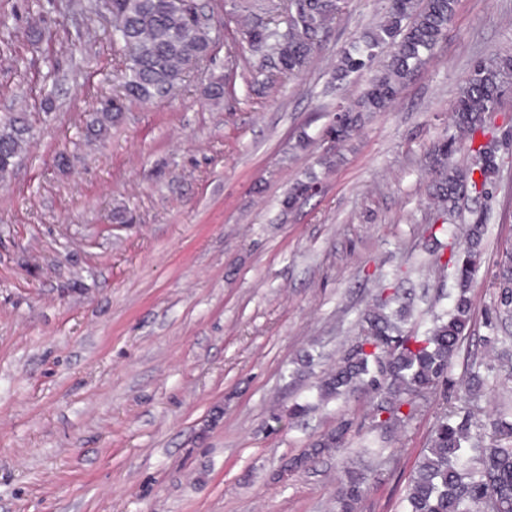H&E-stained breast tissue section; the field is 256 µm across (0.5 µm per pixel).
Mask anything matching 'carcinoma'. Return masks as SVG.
Listing matches in <instances>:
<instances>
[{"instance_id":"cac0c4a2","label":"carcinoma","mask_w":512,"mask_h":512,"mask_svg":"<svg viewBox=\"0 0 512 512\" xmlns=\"http://www.w3.org/2000/svg\"><path fill=\"white\" fill-rule=\"evenodd\" d=\"M457 0H389L380 23L344 50L336 65V79L382 63L380 74L360 95L356 105L344 110L327 135L344 141L366 112L386 109L413 73L433 55L456 10ZM113 32L123 44L126 69L123 94L94 113L90 132L106 136L126 102L149 103L167 96L186 68L206 58L215 39L211 23L202 19L205 6L196 0H110ZM339 0H289L285 28L279 24L252 23L244 32L254 52L264 49L275 58L281 73L293 74L307 63L315 40L336 17ZM512 60L476 65L466 79L454 108L456 132L434 147L437 160L456 150L457 135L469 142L476 167L452 166L440 171L433 198L446 211H454L470 192L492 194L488 181L477 189L474 170L484 177L497 169L494 147L475 145L487 135L485 115L497 109L504 92V74ZM32 127L23 113L0 118V177L9 174L25 151ZM483 218L470 224L466 247L454 255L458 290L451 307L434 316L428 335L404 331L407 305L397 293L375 300L361 318L359 336L341 364L320 388L324 400L363 395L368 398L373 421L380 428L409 424L419 409V399L439 385L448 384V368L468 329L473 302L469 290L483 251ZM495 316L512 314V256H505ZM484 385L479 372L468 378V406L445 412L432 426L429 447L423 449L406 495V512H512V420L493 423L495 445L480 448L481 433L473 407ZM352 422L340 419L336 427L311 447L289 458L290 471L307 469L325 452L345 449ZM367 491V477L357 467H347L338 478L336 512H358Z\"/></svg>"}]
</instances>
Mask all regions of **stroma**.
I'll return each instance as SVG.
<instances>
[{
    "mask_svg": "<svg viewBox=\"0 0 512 512\" xmlns=\"http://www.w3.org/2000/svg\"><path fill=\"white\" fill-rule=\"evenodd\" d=\"M242 0H208L216 43L171 96L129 103L106 137L91 113L121 89L112 14L77 0H0V114L33 137L0 180V512H336L341 460L280 476L340 418L351 450L389 460L359 512H400L443 409L472 363L488 371L477 419L512 406V371L485 345L512 253V147L491 200L438 211L433 146L480 60L512 56V0H458L434 55L351 138L326 129L373 78L332 80L340 51L384 0H343L306 67L271 71L243 38ZM223 77L224 100L203 92ZM319 189L283 200L308 172ZM484 215L473 320L447 387L409 426L372 429L366 399L317 405L374 296L411 292L407 326L454 294L434 258ZM316 408L292 422L294 402Z\"/></svg>",
    "mask_w": 512,
    "mask_h": 512,
    "instance_id": "1",
    "label": "stroma"
}]
</instances>
